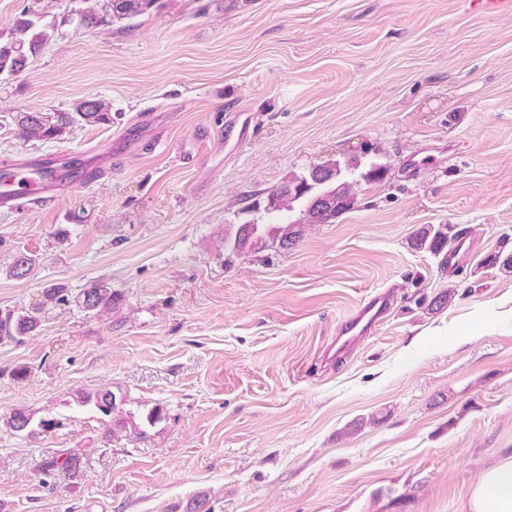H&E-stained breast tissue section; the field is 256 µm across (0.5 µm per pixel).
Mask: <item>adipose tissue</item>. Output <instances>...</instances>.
<instances>
[{
	"label": "adipose tissue",
	"instance_id": "ef3b65f1",
	"mask_svg": "<svg viewBox=\"0 0 512 512\" xmlns=\"http://www.w3.org/2000/svg\"><path fill=\"white\" fill-rule=\"evenodd\" d=\"M460 512H512V451L497 456L465 493Z\"/></svg>",
	"mask_w": 512,
	"mask_h": 512
}]
</instances>
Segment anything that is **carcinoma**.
I'll return each mask as SVG.
<instances>
[{
    "label": "carcinoma",
    "instance_id": "obj_1",
    "mask_svg": "<svg viewBox=\"0 0 512 512\" xmlns=\"http://www.w3.org/2000/svg\"><path fill=\"white\" fill-rule=\"evenodd\" d=\"M85 7L70 11L68 22L75 29H92L100 26L114 25L130 21L151 13L158 0H84ZM55 25L47 24L43 17L26 9L16 20L11 37L0 41V76L16 77L22 74L34 57L54 35ZM80 121L102 123L110 121L109 106L100 100H84L77 103L70 112H54L46 115L42 112H21L17 115L19 135L30 141H63L70 134L72 127ZM361 161L354 157L346 161L329 159L313 166L321 170L322 175L313 176L311 172L293 175L288 178L291 184H308L309 193L299 197L289 194L280 196L276 208H268L266 201L255 200L245 211L261 213L266 218L263 224L251 220L237 227L232 241L227 243L236 252H259L275 241L280 248L286 249L296 241L290 220L294 204L302 207L301 221L305 224H328L335 221L337 214L329 208L319 206L320 199L330 202H349L355 197L354 190L359 181H380L387 169L384 165L372 162L368 169L360 170ZM413 246L425 250L442 260H448V225L421 228L415 235ZM39 263L37 255L24 251L16 255L11 265L6 268V276L24 279ZM123 294L104 281H95L77 295H72L62 284H52L42 289L38 303L24 310H0V343L19 342L31 336L41 328L43 314L50 308L73 304L90 317L110 315L120 308ZM77 403L90 405L107 418L104 437L109 438L116 429L125 427L121 421L113 419L117 411L115 393L109 389H99L93 393H82ZM6 426L17 435L36 434V428L48 429L51 422L41 420L33 422V416L23 410L13 412L6 419ZM81 457L70 450H59L45 458L37 467V472L46 477L64 476L74 478L79 473Z\"/></svg>",
    "mask_w": 512,
    "mask_h": 512
}]
</instances>
